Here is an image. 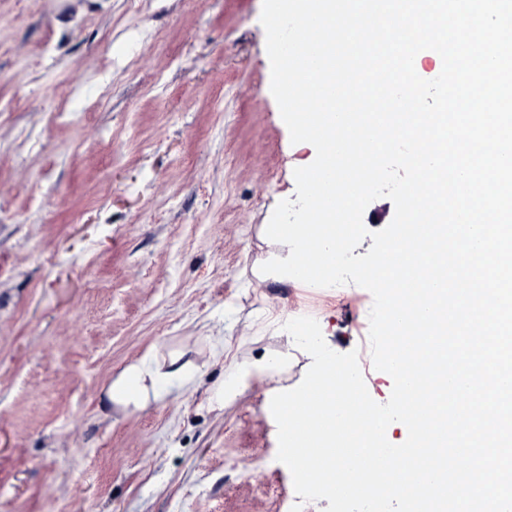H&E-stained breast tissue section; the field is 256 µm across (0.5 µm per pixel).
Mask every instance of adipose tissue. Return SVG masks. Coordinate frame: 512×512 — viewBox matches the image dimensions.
<instances>
[{
  "label": "adipose tissue",
  "instance_id": "ef3b65f1",
  "mask_svg": "<svg viewBox=\"0 0 512 512\" xmlns=\"http://www.w3.org/2000/svg\"><path fill=\"white\" fill-rule=\"evenodd\" d=\"M288 366L287 354H271L253 361H231L221 391L232 400L253 381L281 374ZM195 370L184 365L161 362L155 352H147L125 366L113 378L107 397L126 410H140L150 401H159L186 390L194 383Z\"/></svg>",
  "mask_w": 512,
  "mask_h": 512
}]
</instances>
